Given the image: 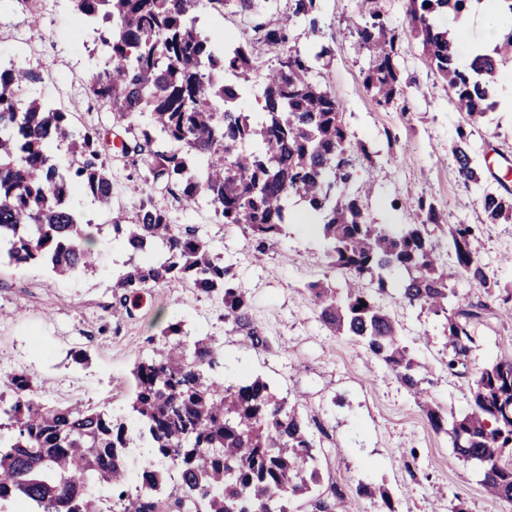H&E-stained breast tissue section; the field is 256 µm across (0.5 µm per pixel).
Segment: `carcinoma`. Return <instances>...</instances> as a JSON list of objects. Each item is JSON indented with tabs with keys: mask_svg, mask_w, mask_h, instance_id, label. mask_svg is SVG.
Segmentation results:
<instances>
[{
	"mask_svg": "<svg viewBox=\"0 0 512 512\" xmlns=\"http://www.w3.org/2000/svg\"><path fill=\"white\" fill-rule=\"evenodd\" d=\"M199 0H74L90 21L110 24L99 35L101 69L90 93L112 112V127H77L69 113L46 110L25 96L44 80L32 68H0V250L18 268L44 266L57 277H74L94 266L93 224L83 221L69 196L79 189L94 202H112V157L134 166L139 206L128 217L112 213V231L125 233L134 254L153 256L130 264L115 280L112 314L159 284L189 283L216 300L224 322L255 347L267 337L250 318V301L196 229H179L153 191L164 187L184 207L205 198L226 224H244L248 243L264 254L288 224V199L300 197L320 218L327 266L347 275L339 290L326 280L306 284L321 325L348 336L384 363L414 396L427 393L422 366L404 343L398 323L379 303L386 274L403 269L402 298L445 320L446 367L456 373L475 343L483 303L460 306L452 276L512 306V289L490 279L473 243L472 224L448 225V260L433 240L440 216L429 199L410 202L419 223L398 235L368 221L362 193L342 195L354 181L364 146L350 140L340 101L314 83L312 68L328 54L288 47L287 23L254 27L256 42L280 50L265 77L262 115L242 102L257 66L249 46L218 47L197 26ZM355 27L356 42L370 53L364 77L377 103L404 94L397 67V36L375 5ZM471 0H409V24L423 52L448 86V97L469 127L483 124L496 102L499 64L512 60V32L468 66L458 63L454 29L439 22L460 18ZM291 16L319 32L316 0H292ZM150 114L145 128L138 115ZM464 125V126H466ZM464 126L453 156L459 178L477 183L481 172ZM121 128L124 137L115 143ZM67 142L73 162L61 170L50 152ZM487 221L512 222V191L483 199ZM170 345L140 359L132 371L131 413L136 428L82 403L51 404L31 375H5L11 398L0 392V420L11 434L0 439V512H289L288 502L320 485L319 456L310 424L260 377L226 383L216 376L222 353L211 336L186 340L180 324L162 331ZM460 415L424 402L430 426L448 435L456 453L483 467L482 485L512 504V355L483 368L469 383ZM144 465L131 479L127 457ZM358 493L398 512L382 486ZM316 497L315 512H342V496Z\"/></svg>",
	"mask_w": 512,
	"mask_h": 512,
	"instance_id": "1",
	"label": "carcinoma"
}]
</instances>
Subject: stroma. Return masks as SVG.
Listing matches in <instances>:
<instances>
[{
  "mask_svg": "<svg viewBox=\"0 0 512 512\" xmlns=\"http://www.w3.org/2000/svg\"><path fill=\"white\" fill-rule=\"evenodd\" d=\"M317 3L322 31L315 36L291 18V0H260L253 15L200 0L195 14L199 27L219 44L228 34L241 43L253 42L258 19L278 17L290 21V46L304 52L330 46V61L317 63L312 77L335 93L352 141L363 142L370 153L360 161L356 177L357 183H373L364 199L369 220L400 231L417 221L405 205L407 198L429 197L443 223L478 225L475 247L489 276L512 285V223H486L482 208L485 194L500 192L504 164L512 162V114L492 112L490 121L472 129L469 143L484 176L463 184L452 146L464 116L412 34L408 0L379 2L399 35L405 90L388 106L378 105L366 90L370 57L350 35L365 13L364 0ZM13 65L45 70L35 96L70 113L75 123L111 125L110 112L87 90L101 67L99 45L71 0H0V66ZM129 174L123 161H113L111 207L79 194L71 199L85 219L104 227L96 244V271L59 279L36 267L0 262V356L23 365L45 400L127 415L135 363L162 349V329L179 322L189 335L215 338L224 353L226 381L258 376L280 395L302 403L321 449L318 492L327 496L341 491L346 512H378L377 504L358 494L363 484L387 488L401 512H449L456 493L465 499L468 512H512V506L485 493L479 465L459 459L448 436L431 429L414 396L385 364L369 358L349 337L323 329L305 286L328 277L340 288L344 277L329 272L324 241L316 226L300 223L299 202H291L293 218L278 241L258 257L248 248L245 226L221 224L206 202L186 209L166 191L155 192L174 222L196 227L230 268L267 346H253L225 325L217 301L178 285L148 289L132 316L113 317L112 285L131 253L110 222L113 209L131 212L138 202L140 193ZM406 277L401 269L388 274L381 303L418 361L431 369L432 399L445 410L462 413L469 379L512 351V314L457 277L460 304L485 302L489 309L475 327L477 341L462 375L448 374L443 362L450 349L440 321L399 296ZM80 349L88 362H75L73 354Z\"/></svg>",
  "mask_w": 512,
  "mask_h": 512,
  "instance_id": "1",
  "label": "stroma"
}]
</instances>
